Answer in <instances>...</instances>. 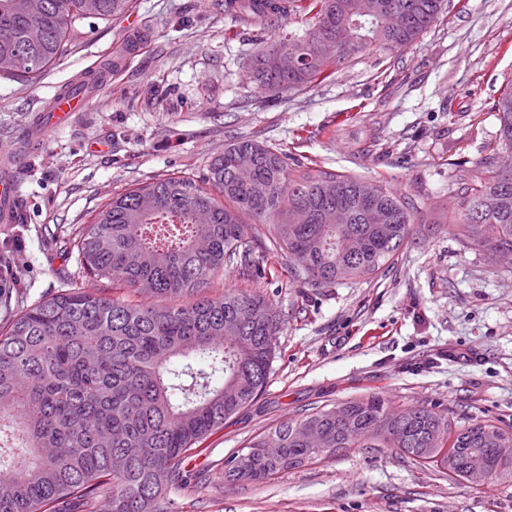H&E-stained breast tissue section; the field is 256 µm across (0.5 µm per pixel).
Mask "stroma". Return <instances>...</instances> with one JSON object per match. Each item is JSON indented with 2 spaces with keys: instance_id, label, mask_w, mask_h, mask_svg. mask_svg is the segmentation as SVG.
Returning <instances> with one entry per match:
<instances>
[{
  "instance_id": "stroma-1",
  "label": "stroma",
  "mask_w": 512,
  "mask_h": 512,
  "mask_svg": "<svg viewBox=\"0 0 512 512\" xmlns=\"http://www.w3.org/2000/svg\"><path fill=\"white\" fill-rule=\"evenodd\" d=\"M290 16L248 31L221 0H135L122 18L81 25L68 55L36 83L0 79V150L71 77L111 80L31 149L15 173L26 220L0 223V285L32 305L67 289L69 241L112 196L170 174L202 179L225 144L266 143L306 163L423 199L435 230L377 278L313 288L258 247L262 276L225 269L214 293H259L280 313L264 394L186 462L192 494L171 512H512V480L451 481L396 448H350L266 483L224 482L251 438L312 409L376 392L391 409L512 424V264L460 245L448 229L455 176L501 157L493 109L512 82V0H446L440 22L398 52L349 58L321 84L274 95L243 68Z\"/></svg>"
}]
</instances>
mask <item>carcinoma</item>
<instances>
[{
    "mask_svg": "<svg viewBox=\"0 0 512 512\" xmlns=\"http://www.w3.org/2000/svg\"><path fill=\"white\" fill-rule=\"evenodd\" d=\"M288 13L312 15L304 34L288 33L250 59L251 77L273 94L326 80L349 57L407 48L435 25L444 0H224L236 21L267 29ZM131 0H0V77L36 79L71 48L85 19L123 16ZM353 27L342 50L336 30ZM308 56L298 73L269 65L272 51ZM498 142L512 153V86L494 102ZM243 153L250 176H237ZM460 206L450 230L465 247L512 251V171L489 159L460 176ZM499 210L475 219L483 198ZM336 205L347 224H328ZM424 203L399 195L379 176L365 179L317 163H289L284 151L241 137L208 164L204 179L168 176L112 199L72 237L79 274L106 280L122 295L70 288L20 306L0 332V512H170L169 493L189 488L184 462L224 421L264 392L281 319L262 295H208L226 267L251 274L257 226L288 258V273L316 288L357 282L387 270L421 223ZM277 424L251 439V464L224 481L263 484L318 460L333 448H397L425 468L458 473L473 448H485L501 477V454L484 447V429L512 439V425L457 421L435 407L390 410L366 394ZM322 433L318 448L302 429Z\"/></svg>",
    "mask_w": 512,
    "mask_h": 512,
    "instance_id": "1",
    "label": "carcinoma"
}]
</instances>
